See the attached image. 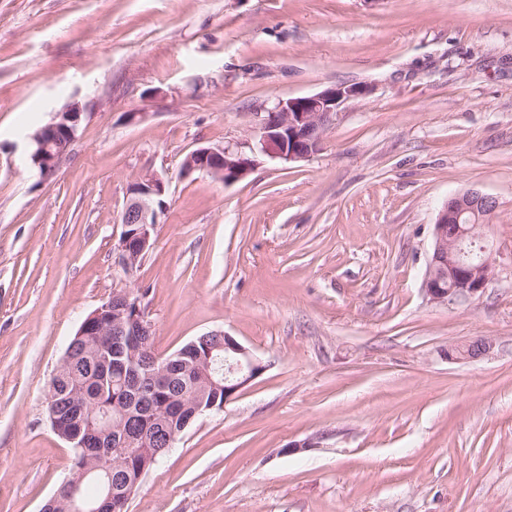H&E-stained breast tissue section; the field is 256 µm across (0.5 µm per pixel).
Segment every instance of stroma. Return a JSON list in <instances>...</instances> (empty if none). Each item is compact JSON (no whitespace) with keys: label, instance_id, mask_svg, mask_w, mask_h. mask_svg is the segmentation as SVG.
<instances>
[{"label":"stroma","instance_id":"obj_1","mask_svg":"<svg viewBox=\"0 0 512 512\" xmlns=\"http://www.w3.org/2000/svg\"><path fill=\"white\" fill-rule=\"evenodd\" d=\"M354 83L371 95L312 157L182 172L254 148L276 102ZM75 100L43 179L28 136ZM145 172L166 208L127 276ZM472 189L498 202L494 273L436 302L434 224ZM121 281L159 355L221 331L264 365L129 512H512V0H0V512H40L68 475L49 380ZM481 337L487 356L449 360ZM255 166V160L242 147H200L184 161L186 174L202 172L216 180L231 184L244 179ZM165 182L155 174L138 176L129 187V195L122 213L123 231L118 244L116 264L130 275L140 264V257L149 251L153 232L158 224V209H162L166 195Z\"/></svg>","mask_w":512,"mask_h":512}]
</instances>
